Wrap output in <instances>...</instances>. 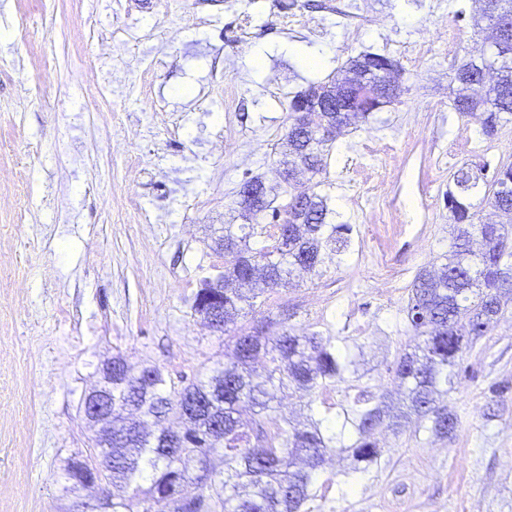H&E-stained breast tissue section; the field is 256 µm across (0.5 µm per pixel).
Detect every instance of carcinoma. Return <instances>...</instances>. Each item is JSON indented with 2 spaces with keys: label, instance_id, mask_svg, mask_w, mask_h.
<instances>
[{
  "label": "carcinoma",
  "instance_id": "carcinoma-1",
  "mask_svg": "<svg viewBox=\"0 0 512 512\" xmlns=\"http://www.w3.org/2000/svg\"><path fill=\"white\" fill-rule=\"evenodd\" d=\"M480 9L476 28L483 21L512 17V0H477ZM394 63L389 57L365 53L350 66L365 71ZM496 69L501 77L495 88L476 96L474 89L458 85L453 109L462 116L481 113L479 136L495 137L512 121V32L504 35L495 51L480 58L469 57L454 72L452 81L471 79ZM316 96L329 92L342 95L351 112H338L334 119L340 136L354 118L369 115L375 105L391 102L392 89L374 103L358 99L353 90L341 91L339 83L311 84ZM316 115L291 113L286 146L291 166L283 182L288 193V240L270 250L254 249L250 240L264 235L261 220L270 207L262 180L251 178L254 198L239 201L247 223L224 225L217 248L232 256L222 272L224 287L203 281L194 298L193 310L204 316L208 309L224 306L220 332L231 331L240 303L249 301L240 286L263 278L273 289L294 276L314 273L322 263V246L344 225L327 222L331 210L327 197L304 196L296 191L300 180L295 165L305 166L313 179L325 171L334 139L312 144L299 138L297 130L315 122ZM448 189V221L451 242L448 262L438 269L421 270L413 284L408 321L419 342L396 357L391 372L404 387V409L385 411L370 404L331 412L313 407L312 395L347 379L352 360L349 352L317 333L290 330L283 313L264 319L249 330L234 333L233 353L224 368L206 378L182 382L177 387L155 366L133 369L124 357H112V470L103 477L112 490L99 499L100 512H154L164 501L168 512H187L183 482L187 463L197 460L204 474L196 479V512H322L312 506L318 498L320 478L327 454L340 450L351 459L341 495L353 491L358 475L377 462L382 450L372 437L388 429L395 434L411 424L429 423V430L446 438L457 430L458 419L448 411L445 397L454 384L458 365L469 336H486L512 300V193L502 194L512 184V163L496 170L491 180L469 166L452 175ZM499 211L500 221L483 220V206ZM266 360L263 371L253 366ZM310 395L304 421L293 422L277 415L278 393L286 389ZM252 408L251 420L240 416V406ZM175 415L183 423L178 437L168 441L167 421ZM99 443L92 441L87 467L65 468L66 480L76 488L94 475Z\"/></svg>",
  "mask_w": 512,
  "mask_h": 512
}]
</instances>
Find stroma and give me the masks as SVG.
Listing matches in <instances>:
<instances>
[{
	"label": "stroma",
	"instance_id": "1",
	"mask_svg": "<svg viewBox=\"0 0 512 512\" xmlns=\"http://www.w3.org/2000/svg\"><path fill=\"white\" fill-rule=\"evenodd\" d=\"M355 2L0 0V512H96L64 467L91 445L81 404L105 359L175 381L223 367L192 309L228 263L214 241L245 180L278 182L295 93L366 51L397 62L402 93L336 139L320 176L347 241L237 323L288 311L350 346L356 390L399 400L389 369L415 342L414 279L449 249L452 174L512 161V122L484 145L452 108L451 75L482 44L473 0H366L372 27ZM456 372L455 437L387 435L346 497L350 460L333 455L325 512H512V303Z\"/></svg>",
	"mask_w": 512,
	"mask_h": 512
}]
</instances>
